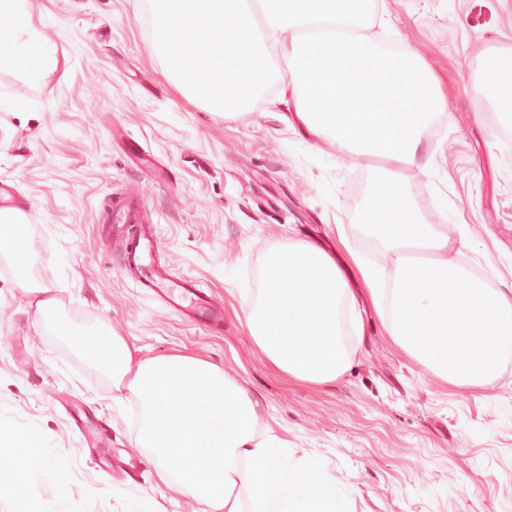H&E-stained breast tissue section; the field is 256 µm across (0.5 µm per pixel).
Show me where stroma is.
I'll use <instances>...</instances> for the list:
<instances>
[{"instance_id":"35a3bbf8","label":"stroma","mask_w":512,"mask_h":512,"mask_svg":"<svg viewBox=\"0 0 512 512\" xmlns=\"http://www.w3.org/2000/svg\"><path fill=\"white\" fill-rule=\"evenodd\" d=\"M396 36L428 64L452 124L427 132L431 176L402 172L417 207L448 203V224L469 228L456 259L487 287L512 286V145L491 116L484 70L512 83V0H385ZM36 30L54 43L56 67L41 82L0 67V184L30 202L28 260L12 268L0 246V416L43 436L50 470L33 478L40 512H198L159 483L136 446L131 406L112 403L100 340L122 336L138 358L182 354L221 367L276 419L295 456L343 492L348 512H512V350L480 388L454 386L400 352L372 305L365 331L336 381L312 384L273 367L245 325L244 296L267 286L274 248L320 240L328 253H364L361 188L375 178L321 140L277 119L288 61L236 118L188 93L157 49V30L137 0H28ZM124 128L168 173L156 182L111 135ZM136 194L155 224L158 273L201 282L224 304L205 329L138 288L100 221L110 199ZM345 237H338L337 227ZM29 284L58 300L55 327L35 311ZM86 335L85 346L73 337ZM30 363H21L19 346ZM81 415L85 433L74 432Z\"/></svg>"}]
</instances>
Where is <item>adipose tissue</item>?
<instances>
[{"label":"adipose tissue","instance_id":"adipose-tissue-1","mask_svg":"<svg viewBox=\"0 0 512 512\" xmlns=\"http://www.w3.org/2000/svg\"><path fill=\"white\" fill-rule=\"evenodd\" d=\"M259 5L264 34L249 0H140L142 12L166 27L159 49L171 70L188 76V90L225 114L247 108L268 85L273 52L288 57L280 121L354 158L377 161L362 219L392 269L356 252L351 260L385 333L444 380L484 385L501 353L512 349V289L484 287L450 257L447 225L431 223L412 204L400 175L409 167L426 176L432 171L424 129L447 108L437 79L408 46L392 56L380 52L390 19L379 0ZM0 11L14 17L0 33V65L43 80L56 66L51 39L31 26L25 0H0ZM318 19L366 34L304 35ZM415 245L430 251L428 261L408 255ZM273 256L262 298L246 301L252 339L289 376L336 381L352 355L343 332L364 331L355 292L336 261L311 243L289 241ZM105 348L113 402L140 410L132 439L155 457L158 480L191 496L201 512H347L310 459L289 454L287 439L272 428H259L255 403L219 367L185 355L137 361L116 335ZM46 455L43 439L0 418V493L12 497L15 512H34L30 479L43 471Z\"/></svg>","mask_w":512,"mask_h":512}]
</instances>
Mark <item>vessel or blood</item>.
Listing matches in <instances>:
<instances>
[{
  "instance_id": "b4317fda",
  "label": "vessel or blood",
  "mask_w": 512,
  "mask_h": 512,
  "mask_svg": "<svg viewBox=\"0 0 512 512\" xmlns=\"http://www.w3.org/2000/svg\"><path fill=\"white\" fill-rule=\"evenodd\" d=\"M107 223L123 231V258L126 264L144 269L140 287L151 290L177 314L191 322L209 326L224 320V304L200 289L196 279L182 277L176 280L146 271L152 253L158 245L156 229L145 222L139 200L126 196L111 202L107 208Z\"/></svg>"
}]
</instances>
